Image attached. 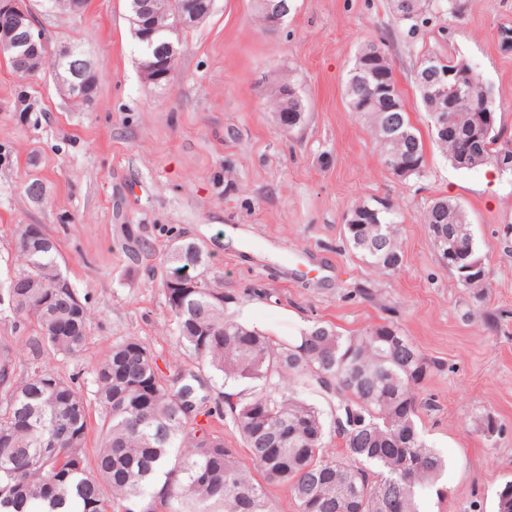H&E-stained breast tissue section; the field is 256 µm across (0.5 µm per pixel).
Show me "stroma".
I'll return each instance as SVG.
<instances>
[{"label": "stroma", "instance_id": "obj_1", "mask_svg": "<svg viewBox=\"0 0 512 512\" xmlns=\"http://www.w3.org/2000/svg\"><path fill=\"white\" fill-rule=\"evenodd\" d=\"M450 16L401 21L394 0H292L277 31L261 29L256 0H215L179 36L168 86L144 80L127 0H88L63 14L28 0L50 43L76 41L98 74L91 102L67 98L49 73L24 81L0 59V288L21 269L24 225L58 247L63 275L91 314L83 352L53 362L85 393L89 369L122 336L139 337L165 374L198 370L208 407L239 384L197 368L179 343L160 284L173 242L194 241L232 302L227 315L288 341L319 320L345 335L379 324L401 329L430 364L417 427L444 459L443 495L419 512H496L512 481V177L453 167L430 144V118L414 81L418 62H469L512 134V0H462ZM385 41L412 125L427 141L422 177H395L344 82L359 48ZM304 98L305 120L283 133L277 83ZM31 111H16L18 94ZM39 180L40 200L26 185ZM400 214L403 262L381 274L345 239L351 207L372 197ZM438 198L463 210L490 275L481 295L457 284L423 214ZM492 414L490 438L473 433Z\"/></svg>", "mask_w": 512, "mask_h": 512}]
</instances>
